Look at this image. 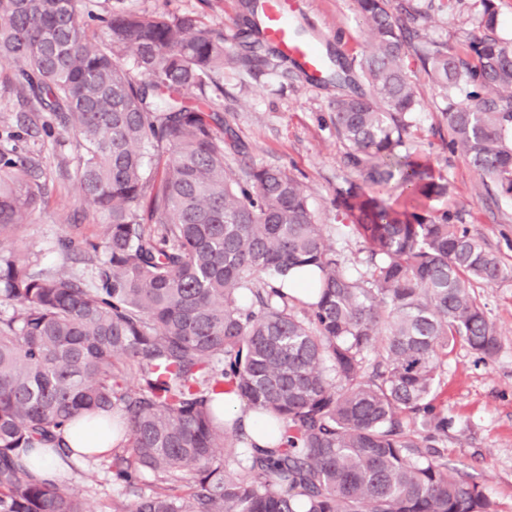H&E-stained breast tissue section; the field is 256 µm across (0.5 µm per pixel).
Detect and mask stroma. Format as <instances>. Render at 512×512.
Listing matches in <instances>:
<instances>
[{"label": "stroma", "instance_id": "obj_1", "mask_svg": "<svg viewBox=\"0 0 512 512\" xmlns=\"http://www.w3.org/2000/svg\"><path fill=\"white\" fill-rule=\"evenodd\" d=\"M77 6L81 12L100 15L113 9L192 14L202 29L223 33L232 52L249 40L250 14L243 0H77ZM481 10V0H454L448 10L430 12L420 23V33L426 40L446 41L453 52H465V37L475 31ZM296 14L324 52L348 60L364 52L356 0H296ZM266 59L251 71L225 68L224 93L211 102L233 132L224 141V163L239 173L251 165H267L294 176L332 246L352 270L364 271V244L347 232L336 211L335 189L352 176L330 121L337 89L311 83L275 53H267ZM409 76L420 104L406 147L428 156L448 178L451 192L438 202V209L455 215L512 268V199L488 194L481 175L449 151L443 104L418 60H411ZM44 118L36 101L14 83L11 71L0 68V150L16 149L43 171L45 182L44 201L32 222L18 226L9 242L17 254L37 258L42 268L54 270L66 264L56 247L58 238H100L102 222L79 193V154L72 136L47 138L41 130ZM476 293L500 328L503 345L497 357L485 363L477 362L462 344L449 355L439 403L454 425L444 448L451 463L482 483L499 512H512V277L477 286ZM64 485L88 499L94 512H112L113 502L134 501L99 461L68 472Z\"/></svg>", "mask_w": 512, "mask_h": 512}]
</instances>
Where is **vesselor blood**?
Instances as JSON below:
<instances>
[{
    "instance_id": "b4317fda",
    "label": "vessel or blood",
    "mask_w": 512,
    "mask_h": 512,
    "mask_svg": "<svg viewBox=\"0 0 512 512\" xmlns=\"http://www.w3.org/2000/svg\"><path fill=\"white\" fill-rule=\"evenodd\" d=\"M294 0H260L257 24L263 39L278 55L290 61L310 80H320L327 69V56L309 35L291 21Z\"/></svg>"
}]
</instances>
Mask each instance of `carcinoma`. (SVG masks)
Returning a JSON list of instances; mask_svg holds the SVG:
<instances>
[{
    "mask_svg": "<svg viewBox=\"0 0 512 512\" xmlns=\"http://www.w3.org/2000/svg\"><path fill=\"white\" fill-rule=\"evenodd\" d=\"M356 2L368 50L331 59L327 75L368 87L331 113L356 175L336 209L365 245L358 277L294 177L224 168L210 95L224 93V67L262 62L259 43L231 53L193 15L121 9L91 38L76 0H0V65L49 114L46 136L74 134L79 190L103 220L99 240L57 241L91 266L87 280L1 245L44 192L42 171L0 151V512H92L24 462L66 447L81 415L121 434L108 468L136 501L112 512H498L448 462L453 420L435 402L449 347L481 361L500 351L475 285L512 272L432 206L448 179L403 150L419 104L408 23L424 12ZM496 29L483 0L465 55L432 41L418 59L445 101L449 150L511 199L512 41ZM150 147L172 150L157 187ZM306 267L315 296L301 307L277 283ZM229 392L283 422L287 443L260 449L222 420L214 401Z\"/></svg>",
    "mask_w": 512,
    "mask_h": 512,
    "instance_id": "cac0c4a2",
    "label": "carcinoma"
}]
</instances>
